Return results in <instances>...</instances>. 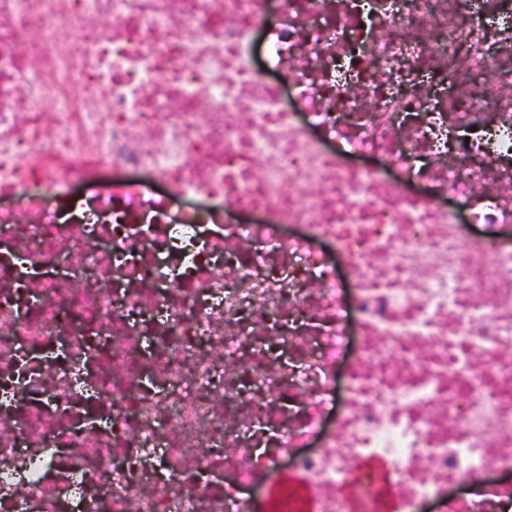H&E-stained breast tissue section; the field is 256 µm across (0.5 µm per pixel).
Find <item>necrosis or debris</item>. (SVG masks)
<instances>
[{"instance_id": "4bbe7bcc", "label": "necrosis or debris", "mask_w": 512, "mask_h": 512, "mask_svg": "<svg viewBox=\"0 0 512 512\" xmlns=\"http://www.w3.org/2000/svg\"><path fill=\"white\" fill-rule=\"evenodd\" d=\"M1 196L0 512L512 500V0H0ZM292 489L299 493V511L315 512L314 501L309 492L303 489L300 478L295 475L286 474L279 486L270 489L268 492L269 510L272 512L282 511V503L285 490Z\"/></svg>"}]
</instances>
